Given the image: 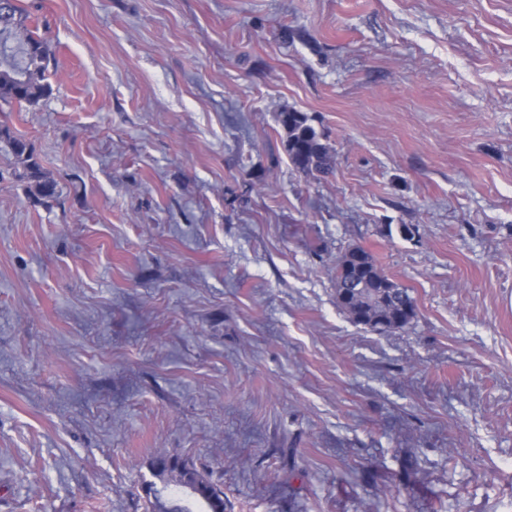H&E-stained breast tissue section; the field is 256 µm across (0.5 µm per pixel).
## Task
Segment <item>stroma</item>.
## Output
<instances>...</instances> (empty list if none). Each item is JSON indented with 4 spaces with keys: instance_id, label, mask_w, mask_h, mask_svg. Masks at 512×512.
Listing matches in <instances>:
<instances>
[{
    "instance_id": "obj_1",
    "label": "stroma",
    "mask_w": 512,
    "mask_h": 512,
    "mask_svg": "<svg viewBox=\"0 0 512 512\" xmlns=\"http://www.w3.org/2000/svg\"><path fill=\"white\" fill-rule=\"evenodd\" d=\"M22 4L0 127L60 195L0 140V512H144L160 452L225 512H512V0ZM354 246L404 329L337 306ZM18 2L8 1L0 16V102L32 107L52 93L46 73L54 52ZM279 121L287 133L286 150L297 172L316 176L332 170L333 155L305 113L282 112ZM0 136L15 158L14 175L26 185L28 194L38 201L56 199L59 194L58 183L43 172L33 147L27 141L11 136L7 129H1Z\"/></svg>"
}]
</instances>
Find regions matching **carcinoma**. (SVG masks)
<instances>
[{
	"instance_id": "carcinoma-1",
	"label": "carcinoma",
	"mask_w": 512,
	"mask_h": 512,
	"mask_svg": "<svg viewBox=\"0 0 512 512\" xmlns=\"http://www.w3.org/2000/svg\"><path fill=\"white\" fill-rule=\"evenodd\" d=\"M54 52L49 40L31 28L29 15L20 0H8L0 11V102L36 106L52 93L47 82ZM279 121L287 133L286 150L295 170L306 176L329 173L333 155L323 135L303 112H282ZM15 158L16 179L26 185L28 194L49 201L59 194L58 183L47 176L33 147L25 140L0 130ZM336 302L352 322L373 331L385 324L388 330L404 328L416 315V303L406 288L391 281L377 266L372 255L354 247L336 258ZM156 481L146 491L145 512H224V489L220 480L198 469L195 464L159 453L149 462ZM181 487L186 497H165L170 483Z\"/></svg>"
}]
</instances>
